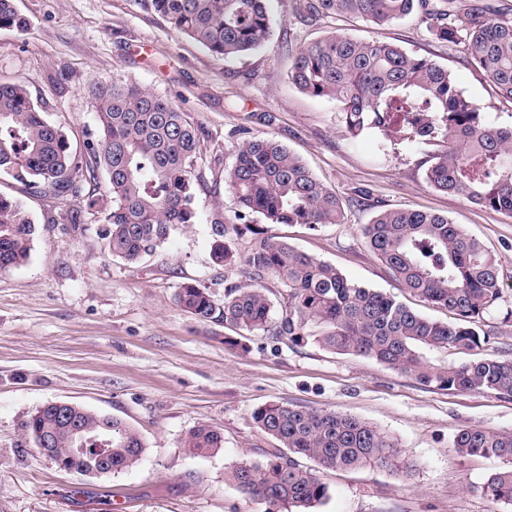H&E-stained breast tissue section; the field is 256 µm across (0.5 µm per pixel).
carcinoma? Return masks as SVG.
I'll return each mask as SVG.
<instances>
[{
  "label": "carcinoma",
  "mask_w": 512,
  "mask_h": 512,
  "mask_svg": "<svg viewBox=\"0 0 512 512\" xmlns=\"http://www.w3.org/2000/svg\"><path fill=\"white\" fill-rule=\"evenodd\" d=\"M170 27L202 44L213 56L240 57L270 36V0H141ZM421 12L429 35L481 72L499 98L512 103V8L494 0H295L303 22L353 15L384 26ZM26 20L14 0H0V29L22 30ZM291 80L301 92L336 102L345 132H366L393 142L400 134L437 147L426 180L436 190L512 218V124L491 126L480 104L458 87L456 76L433 60L400 46L331 32L288 48ZM87 94L97 115V136L84 152L72 149L64 130L48 121L27 89L0 79V175L47 198L73 203L71 222L81 223L96 200L84 187L103 172L110 207L104 220L105 250L136 263L179 227L197 223L195 175L199 138L186 113L141 86L92 81ZM224 188L239 209L238 219L261 215L269 224H341L343 201L301 158L273 136L238 146L224 172ZM237 224L211 225L218 263H243L250 284L224 286V300L192 283L178 288L176 302L200 320L215 319L249 334L299 345L312 339L340 354L367 356L436 389L512 396V360L488 352L484 315L502 298L496 260L479 240L445 214L384 209L364 227L369 249L412 293L455 311L456 321L425 317L394 297L349 281L335 266L267 237L243 257L224 239ZM35 234L22 205L0 195V270L30 256ZM285 290L279 310L265 283ZM423 347L459 350L470 358L446 368L426 362ZM69 416H64L63 412ZM86 437L112 433V472L139 464L145 444L126 421L80 405L56 402L37 408L24 422L34 444L51 442L54 457L72 466L71 434L63 418ZM257 426L281 447L263 460L242 459L227 473L243 493L291 508L309 509L327 487L303 460L326 470L394 464L398 450L372 424L347 414L269 404L253 413ZM454 447L463 455L512 459V434L464 427ZM185 447L194 454L224 447L218 429L200 424ZM497 502H512V467L494 472L483 487Z\"/></svg>",
  "instance_id": "obj_1"
}]
</instances>
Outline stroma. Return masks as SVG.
<instances>
[{"label": "stroma", "instance_id": "35a3bbf8", "mask_svg": "<svg viewBox=\"0 0 512 512\" xmlns=\"http://www.w3.org/2000/svg\"><path fill=\"white\" fill-rule=\"evenodd\" d=\"M26 30L0 29V79L22 84L74 148L96 130L90 81L134 82L170 99L198 129V221L174 230L154 254L129 263L103 245V212L72 226L71 204L27 193L0 178V194L19 199L36 228L27 262L0 270V512H284L241 493L226 477L243 459L262 460L275 439L253 412L269 403L351 415L395 443L400 465L319 470L328 496L313 512H512L481 488L512 462L457 453L458 428L512 433V396L429 388L398 369L307 342L251 335L230 346L223 322L202 321L175 300L193 283L223 300L225 282L248 284L241 265L210 254V226L234 223L224 170L242 141L276 137L343 199L367 196L342 224H269L247 217L232 238L243 254L256 230L328 262L348 280L391 294L430 318L454 322L445 308L411 294L370 251L363 235L374 210L407 208L448 215L497 260L503 298L485 317L490 350L512 359V218L431 187L432 148L405 139L382 146L346 136L336 104L297 90L288 78L289 46L340 29L400 44L458 76L460 89L492 125L512 123V104L460 55L433 42L421 14L385 27L341 19L299 22L291 0H272L271 33L256 51L220 59L174 32L137 0H14ZM68 400L127 421L146 452L132 469L101 478L59 472L23 432L38 406ZM201 423L224 434L204 457L184 446Z\"/></svg>", "mask_w": 512, "mask_h": 512}]
</instances>
